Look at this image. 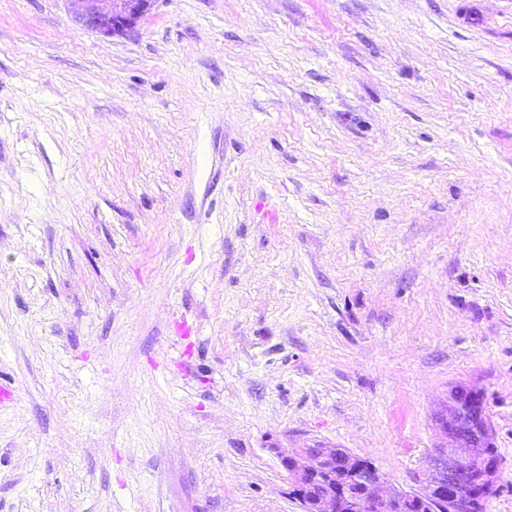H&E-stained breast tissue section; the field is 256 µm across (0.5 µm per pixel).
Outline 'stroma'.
<instances>
[{
	"label": "stroma",
	"mask_w": 512,
	"mask_h": 512,
	"mask_svg": "<svg viewBox=\"0 0 512 512\" xmlns=\"http://www.w3.org/2000/svg\"><path fill=\"white\" fill-rule=\"evenodd\" d=\"M0 512L421 487L482 393L512 512V0H0ZM100 1L110 2V8H99ZM77 19L88 29L106 36L123 34L154 7L157 0H69Z\"/></svg>",
	"instance_id": "1"
}]
</instances>
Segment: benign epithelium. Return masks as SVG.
Here are the masks:
<instances>
[{"label": "benign epithelium", "mask_w": 512, "mask_h": 512, "mask_svg": "<svg viewBox=\"0 0 512 512\" xmlns=\"http://www.w3.org/2000/svg\"><path fill=\"white\" fill-rule=\"evenodd\" d=\"M77 19L88 29L106 36L123 34L154 7L157 0H108L110 8H99L100 0H69ZM460 402L438 417V426L452 446L440 448L420 490L383 492V479L375 469L362 466V458L342 448H305L299 456H286L283 465L300 471L291 495L302 512H340L345 493L336 485V471L348 475L362 488L356 512H388V504L412 498L420 501V512H454L463 488L486 499L497 489L499 467L485 463L478 442L489 438L485 421L466 430L460 426Z\"/></svg>", "instance_id": "1"}]
</instances>
